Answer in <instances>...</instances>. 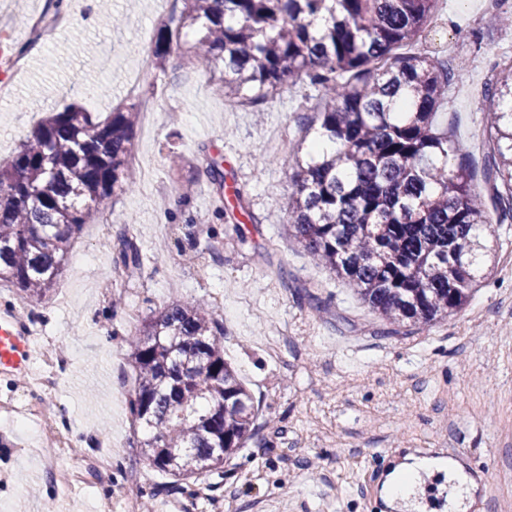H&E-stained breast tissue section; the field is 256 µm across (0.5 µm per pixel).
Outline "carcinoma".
<instances>
[{"label": "carcinoma", "mask_w": 512, "mask_h": 512, "mask_svg": "<svg viewBox=\"0 0 512 512\" xmlns=\"http://www.w3.org/2000/svg\"><path fill=\"white\" fill-rule=\"evenodd\" d=\"M157 30L155 64L180 29L188 48L234 103L259 104L287 79L305 76L322 103L313 123L332 152L301 145L266 157L291 171L288 224L308 258L341 278L388 325L411 335L462 309L482 259V232L512 212V64L481 91L492 146L488 198L451 156L460 150L437 121L448 86L467 71L413 46L437 0H182ZM134 104L101 119L82 106L54 112L0 164V282L22 302L39 300L63 272L91 217L135 184L129 166ZM224 213V171L204 169ZM117 262L143 265L137 240L119 236ZM135 376L132 425L151 435L142 454L174 486L204 483L256 431L258 406L224 359V325L212 310L176 301L128 336Z\"/></svg>", "instance_id": "obj_1"}]
</instances>
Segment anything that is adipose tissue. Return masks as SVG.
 Wrapping results in <instances>:
<instances>
[{"instance_id": "adipose-tissue-1", "label": "adipose tissue", "mask_w": 512, "mask_h": 512, "mask_svg": "<svg viewBox=\"0 0 512 512\" xmlns=\"http://www.w3.org/2000/svg\"><path fill=\"white\" fill-rule=\"evenodd\" d=\"M443 470L448 475V508L450 512H462L465 501L470 500L473 480L464 469L456 464L442 465L439 461L427 458H413L401 464L394 472L385 494L388 502L404 506L412 505L417 489L424 475Z\"/></svg>"}]
</instances>
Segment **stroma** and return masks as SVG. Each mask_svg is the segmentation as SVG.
<instances>
[{"instance_id":"1","label":"stroma","mask_w":512,"mask_h":512,"mask_svg":"<svg viewBox=\"0 0 512 512\" xmlns=\"http://www.w3.org/2000/svg\"><path fill=\"white\" fill-rule=\"evenodd\" d=\"M45 0H0V46L28 44L30 17ZM125 15L115 27L99 0H69L67 22L51 29L45 54H24L12 88L0 92V163L44 116L76 104L106 116L124 96L130 72L155 103L153 124L134 129L141 162L132 191L104 212L112 233L86 224L78 238L88 257H69L47 297L28 302L38 345L67 348L71 366L46 400L72 432L79 457L109 456L106 476L65 494L34 453L36 426L8 428L0 438V512H93L105 497L130 495L137 505L169 512H381L387 474L419 448H453L476 485L467 512H512V219L484 233L491 249L471 301L447 321L409 336H382V323L340 279L314 266L288 229L290 173L263 164L290 151L298 121L316 103L304 80L288 81L257 106L234 107L216 80L187 68L180 47L163 68L151 64L163 0H109ZM486 0H440L436 21L416 50L465 56L471 67L452 85L438 121L474 161L483 184L489 135L479 95L495 64L512 58V28L485 26ZM211 155L224 168V212L202 171ZM193 181L187 200L176 184ZM193 218L199 248L224 244L222 260L192 264L176 239ZM136 235L144 265L125 276L116 265L120 233ZM293 274L289 284L278 265ZM308 290L327 303L311 308ZM175 300L209 302L224 324V356L259 406V428L245 448L212 475L206 495L168 487L164 474L134 448L127 402L133 387L128 346L132 322ZM112 448L95 437L101 426Z\"/></svg>"}]
</instances>
